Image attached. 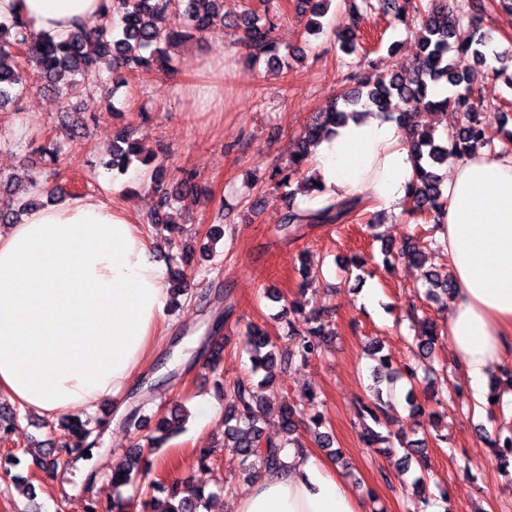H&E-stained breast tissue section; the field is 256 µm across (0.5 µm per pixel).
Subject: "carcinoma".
<instances>
[{
	"mask_svg": "<svg viewBox=\"0 0 512 512\" xmlns=\"http://www.w3.org/2000/svg\"><path fill=\"white\" fill-rule=\"evenodd\" d=\"M104 10L98 19L75 26L65 38H48L40 42L32 40L25 23L20 18L0 21V112L18 105L20 97L30 89L52 90L59 98L70 101L91 88L112 84L118 88L120 71L146 72L155 65L168 66L169 56L164 45L187 37L191 33L204 32L217 23L224 22L220 12L222 0H102ZM279 0H264L263 14H258L248 5L234 24L243 26L240 40L247 59L253 63H264L271 69L286 65V56L272 35L274 19L280 12ZM377 12L405 21L400 0H360L350 2L351 16L360 12ZM119 18L120 28H115L114 18ZM338 50L347 56L362 49V39L354 22L342 23L333 30ZM492 31L482 25L477 12L462 13L459 5H450L448 0H427L422 7L420 20V53L409 64L376 80L358 73L348 72L343 81L349 88L342 93L343 107L332 105L318 113L305 129L297 152L288 166L273 173L277 186L287 187L294 177L304 174L308 168L309 148L316 140L328 137L346 120L360 112L375 110L396 122L407 136L410 152L416 160V176L413 183L409 212L423 216L432 223L446 205L442 191V177L438 170L448 164V159L465 154L470 148L491 146L487 140L482 111L486 108L481 97L479 77L485 66L487 54L497 61L504 54L493 48ZM26 49L25 59L18 63L20 49ZM456 89L453 95L436 99L432 90L437 85ZM451 110L457 122L444 138L435 137L433 129L420 122L423 110ZM139 162L143 171L150 174L152 183L161 186V165L154 164L155 157L142 155L138 143L125 133L118 134L110 158L102 162L108 170L124 172ZM192 174L182 171L176 189L164 190L159 206L149 214L156 234L164 237L170 246L176 244L174 220L168 209L173 203H182L193 194ZM29 198L22 201L19 210L39 204L42 188L41 174H32L25 179ZM322 196L315 206L302 208L288 203L281 216L279 231L286 237L297 235L305 225L337 224L352 214L360 213L358 197L338 201ZM395 256L415 265H421L425 252L412 239H405ZM425 296L432 300L450 298L453 284L450 279L440 278L431 272L426 277ZM328 335L319 315L313 313L303 317V323L287 321L282 339L288 358H299L303 362L318 355L321 342ZM437 333L431 328L423 329L417 336V362L394 367L386 358H380L386 369L388 380H406L411 386L421 383L418 361L428 359L435 345ZM246 350L252 363V371H272L276 366L279 346L277 341L259 327L252 325L246 333ZM224 446L234 449L239 464L253 469L257 474L263 469H275L281 464V454L287 447L301 448L299 425L309 422L315 428L326 425L324 413L319 411L309 417L300 418L296 407L285 405L279 408L283 438H264L256 418L257 400L251 382L239 379L223 389ZM387 407L380 390L371 392L368 402L361 403L359 417L362 419L360 436L374 446L387 442L390 436L382 435L377 428L388 420ZM184 408H171L158 421L159 436H149L146 446L136 447L125 455L124 460L112 471L111 480L117 488L130 486L134 495L130 498L117 496L111 501H100L94 497L85 499L83 512H128L139 504L142 512H202L207 495L205 490L189 481L175 482L169 495L158 501L156 494L165 489V482L156 479L146 484L142 476L148 467L140 466L145 453H151L165 445L168 439L182 429ZM18 420L17 413L9 408H0V441L10 440ZM91 421L79 417H62L55 422H44L42 427L53 433L63 429L67 439L61 444L64 454L73 455L90 445L93 436Z\"/></svg>",
	"mask_w": 512,
	"mask_h": 512,
	"instance_id": "obj_1",
	"label": "carcinoma"
}]
</instances>
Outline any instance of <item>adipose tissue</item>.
Returning <instances> with one entry per match:
<instances>
[{
    "label": "adipose tissue",
    "instance_id": "adipose-tissue-1",
    "mask_svg": "<svg viewBox=\"0 0 512 512\" xmlns=\"http://www.w3.org/2000/svg\"><path fill=\"white\" fill-rule=\"evenodd\" d=\"M102 0H0L34 37H66ZM310 169L328 196L361 197L398 214L415 166L403 131L376 112L319 140ZM436 239L455 288L448 344L474 409L491 370L512 356V153L451 158ZM170 292L162 265L127 209L71 198L0 230V396L49 420L128 387L162 338ZM236 512H365L362 500L311 451L284 449Z\"/></svg>",
    "mask_w": 512,
    "mask_h": 512
}]
</instances>
